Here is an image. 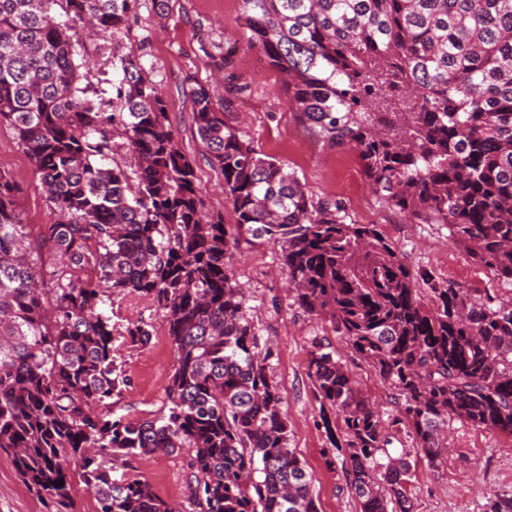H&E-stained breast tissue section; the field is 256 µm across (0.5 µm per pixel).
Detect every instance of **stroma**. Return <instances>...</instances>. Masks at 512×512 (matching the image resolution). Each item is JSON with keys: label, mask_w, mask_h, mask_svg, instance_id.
Segmentation results:
<instances>
[{"label": "stroma", "mask_w": 512, "mask_h": 512, "mask_svg": "<svg viewBox=\"0 0 512 512\" xmlns=\"http://www.w3.org/2000/svg\"><path fill=\"white\" fill-rule=\"evenodd\" d=\"M241 10V0H169L167 13L161 17L152 0H141L117 40L83 37L78 48L81 72L87 82L98 83L111 76L113 54L146 47V69L168 97L169 121L196 172L205 208L223 214L229 224L233 215L224 199L223 178L210 165L197 134L190 96L191 86L214 82L199 45L200 34H208L215 46L229 54L228 79L222 91L230 102L224 112L228 125L258 151L295 171L314 198L336 200L357 223L379 225L412 270L430 271L441 284H455L483 302H512V282L474 264L449 239L446 226L418 223L377 197L364 180L354 150L329 149L308 135L283 91V74L258 50L249 48V32L238 22ZM0 170L23 187L19 206L26 223L35 227L57 221L33 164L5 123H0ZM232 269L246 291V313L259 344L272 352L267 374L282 397L288 444L313 476L312 490L320 512H359L340 464L330 463L325 453L329 442L307 370L313 339L324 338L332 344L351 377L377 403L387 424L398 414L390 390L328 323L294 305L279 244L241 240ZM112 321L120 328L143 322L152 332L150 342L142 347L116 343L117 362L128 384L116 397L112 411L130 418L151 416L164 404V386L174 364L166 326L156 303L136 294L113 298ZM448 445V459L439 468L412 459L414 512H486L491 500L512 497V437L455 420L448 426ZM190 459L185 448L115 463L114 473L148 483L160 498L183 510ZM0 512H46L4 452H0Z\"/></svg>", "instance_id": "1"}]
</instances>
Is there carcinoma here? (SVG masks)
Instances as JSON below:
<instances>
[{
	"instance_id": "1",
	"label": "carcinoma",
	"mask_w": 512,
	"mask_h": 512,
	"mask_svg": "<svg viewBox=\"0 0 512 512\" xmlns=\"http://www.w3.org/2000/svg\"><path fill=\"white\" fill-rule=\"evenodd\" d=\"M136 2L0 0V122L59 215L32 237L23 188L0 171V451L48 512H75L72 461L96 512H175L149 484L113 479L112 460L180 448L192 449L190 512H319L231 268L247 233L280 244L294 303L395 392L387 428L330 345L313 343L329 452L360 512H412L393 428L414 435L431 468L447 459L454 419L512 436V305L411 270L378 225L314 200L227 125L199 84L197 133L235 228L206 215L143 56L113 55L109 91L81 83L74 38H118ZM241 2L249 45L287 76L308 134L356 150L374 194L448 226L473 262L512 281V0ZM116 136L136 170L112 163ZM45 248L62 266H36ZM133 293L156 302L174 351L165 405L151 418L100 416L94 407L127 382L114 337L150 341L146 324H112V297Z\"/></svg>"
}]
</instances>
